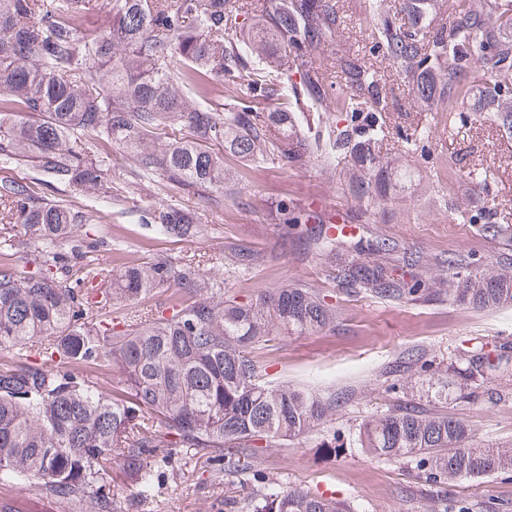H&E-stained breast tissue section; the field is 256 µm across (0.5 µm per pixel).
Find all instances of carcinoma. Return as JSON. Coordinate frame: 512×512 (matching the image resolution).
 Listing matches in <instances>:
<instances>
[{
	"mask_svg": "<svg viewBox=\"0 0 512 512\" xmlns=\"http://www.w3.org/2000/svg\"><path fill=\"white\" fill-rule=\"evenodd\" d=\"M445 4L367 0L357 24L382 60L358 49L319 63L348 27L344 0H113L112 22L93 34L82 30L88 0H0V165L49 177L42 194L0 181V223L23 228L0 239L1 485H27L35 499L79 512H123L112 463L144 504L178 449L192 447L211 450L212 483L252 477L248 512H352L259 469L260 442L291 441L336 412L334 396L269 380L260 358L281 336L331 327L336 307L317 288L288 284L240 301L211 272L222 253L106 269L94 256L105 239L88 241L79 229L107 223L108 212L52 191L112 196L110 164L86 148L104 140L122 147L132 176L159 174L172 191L226 194L250 162L309 163L339 172L342 189L379 208L413 177L387 151L385 68L407 79L419 112L470 104L512 131V0H452L441 23ZM250 17L260 22L246 30ZM217 81L224 107L199 103ZM432 134L427 125L398 133L404 156ZM462 177L485 190L484 169ZM145 214L165 237L207 235L189 210ZM473 222L486 237L512 239L489 213ZM288 223L334 283L396 302L445 295L483 310L512 304L511 261L498 269L475 267L462 253L433 261L393 238L314 224L307 212ZM347 243L358 257L340 256ZM62 244L68 252L57 251ZM227 255L258 260L241 246ZM159 288L166 302L146 304ZM502 360L470 356L465 379ZM78 364L118 373L122 397L106 396ZM357 441L373 458L415 460L441 501L450 482L512 470V446H475L467 425L448 415L446 384L423 407L403 400L363 420Z\"/></svg>",
	"mask_w": 512,
	"mask_h": 512,
	"instance_id": "cac0c4a2",
	"label": "carcinoma"
}]
</instances>
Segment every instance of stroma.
<instances>
[{
    "label": "stroma",
    "instance_id": "stroma-1",
    "mask_svg": "<svg viewBox=\"0 0 512 512\" xmlns=\"http://www.w3.org/2000/svg\"><path fill=\"white\" fill-rule=\"evenodd\" d=\"M411 99L408 84L397 82L390 107L394 126L404 130L422 119L436 124L438 134L409 159L419 180L392 189L381 210L367 211L363 202L343 192L337 175L310 164L284 169L269 161L251 163L235 194L221 202L167 190L157 175L121 184L122 201L84 196L80 203L111 213L104 232L112 247L98 252L104 265L243 245L267 260L246 268L225 261L215 274L226 289L242 297L256 288L306 284L335 305V326L317 335L281 337L262 359L270 379L340 402L326 423L290 444L275 441L264 449L263 473L288 488L332 491L355 512H458L465 504L472 512H512V472L449 484L443 504L430 496L425 475L414 463L367 456L355 443L361 421L402 399L408 360L423 365L420 380L435 388L445 377V364L463 369L470 355L481 352L507 355L506 371L480 379L474 393L452 395L448 412L468 426L473 444L512 443V305L479 310L450 301L396 302L347 290L325 278L316 258L303 254L293 228L269 216L270 207L279 203L294 212L321 205L346 215L353 226L394 237L409 251L438 259L460 252L474 266H495L505 247L501 240L482 236L471 217L475 209L486 208L512 226V134L468 109L415 112ZM443 159L457 171L483 163L492 174L487 190L476 192L461 180L452 187L438 181ZM160 203L194 211L207 224V236L175 241L142 224L143 210ZM326 445L338 447V454L324 455ZM204 462L203 450L182 449L166 471L159 496L138 512H211V501L224 494L245 501L243 478L211 485Z\"/></svg>",
    "mask_w": 512,
    "mask_h": 512
}]
</instances>
